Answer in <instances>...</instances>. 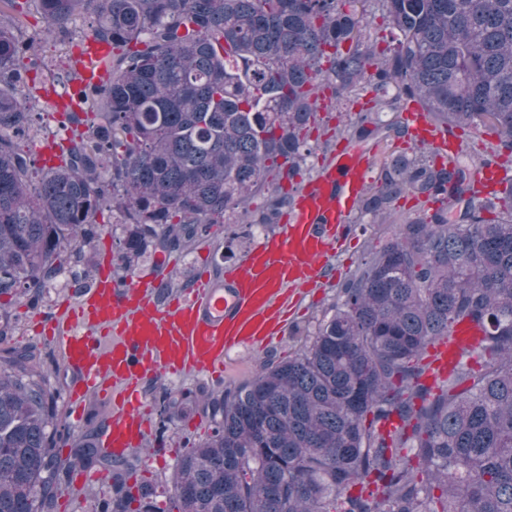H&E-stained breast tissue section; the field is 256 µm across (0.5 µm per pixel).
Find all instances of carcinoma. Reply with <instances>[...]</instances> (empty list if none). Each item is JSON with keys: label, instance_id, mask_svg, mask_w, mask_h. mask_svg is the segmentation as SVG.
<instances>
[{"label": "carcinoma", "instance_id": "obj_1", "mask_svg": "<svg viewBox=\"0 0 512 512\" xmlns=\"http://www.w3.org/2000/svg\"><path fill=\"white\" fill-rule=\"evenodd\" d=\"M368 2L0 0V297L36 303L110 207L128 272L150 245L279 223L320 111L364 93L338 127L350 144L413 140L399 116L416 103L451 135L495 137L490 158L512 163V0H376L380 49ZM85 12L103 68L60 108L70 135L37 168L20 140L45 64L19 22L36 15L50 37ZM410 149L381 161L360 218L405 197L424 208L368 250L299 350L164 406L211 422L176 466L169 512H512V186L483 197L474 162ZM458 325L478 341L437 379L428 350ZM6 354L0 512H50L53 394L36 345ZM70 455L121 487L133 469L91 434ZM96 512L157 510L128 492Z\"/></svg>", "mask_w": 512, "mask_h": 512}]
</instances>
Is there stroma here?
<instances>
[{
	"instance_id": "stroma-1",
	"label": "stroma",
	"mask_w": 512,
	"mask_h": 512,
	"mask_svg": "<svg viewBox=\"0 0 512 512\" xmlns=\"http://www.w3.org/2000/svg\"><path fill=\"white\" fill-rule=\"evenodd\" d=\"M94 20L82 15L77 17L70 35H57L40 40L37 52L44 57L49 74L44 81L49 85L48 95L30 114L29 130L22 140L23 146H31L39 137L57 133L59 114L55 102L64 87L54 82L52 75L66 68L69 57L76 55L75 45L90 35ZM98 236L88 242L78 243L76 257L66 264L63 270L43 290L36 304L19 299L11 306L14 331L6 342L0 343V361L6 357L7 349L37 345L41 352V367L48 378L56 402V420L51 432L56 439L55 453L59 460H67L70 447L75 441L88 433H97L107 423V411L96 397L86 402V418L79 429L72 430L66 425L67 408L64 403V389L69 380L58 347L49 342L41 328L40 316L50 315L56 304L79 296L88 283L86 271L95 267L102 248L117 250L124 236V226L119 213L107 211L99 219ZM277 225L257 226L254 224H217L214 225L203 248L192 249L175 254L174 265L167 277L173 281L194 280L201 267H209L211 272H220L225 266L240 261L262 238L276 233ZM388 232L383 224H364L358 216H351L349 233L338 239L334 245L331 264L335 270L325 282L310 288L301 289V298L294 315L280 339L269 348L241 353L235 360L231 371L225 372L223 383L217 384L204 379L162 378L153 382L146 391L150 405L151 427L144 446L131 449L130 454L138 460L137 468L126 477L127 485L152 494L158 505H166L171 491V480L177 462L187 451L190 444L204 440L210 432L207 417L197 411H190L174 417L169 422H161L159 410L170 398L193 399L199 391L217 392L221 388H231L252 378L261 363L268 359H284L293 355L301 345L296 328L314 329L322 311L335 294L339 283L346 279L351 271L365 256L370 243L378 242ZM77 469H70L68 476L62 479V493L56 501L54 512H94L96 501L116 498L119 489L114 485L110 473L103 469H93V481L78 484Z\"/></svg>"
}]
</instances>
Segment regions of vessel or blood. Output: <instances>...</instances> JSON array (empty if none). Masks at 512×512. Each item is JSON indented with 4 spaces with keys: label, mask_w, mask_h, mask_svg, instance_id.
<instances>
[{
    "label": "vessel or blood",
    "mask_w": 512,
    "mask_h": 512,
    "mask_svg": "<svg viewBox=\"0 0 512 512\" xmlns=\"http://www.w3.org/2000/svg\"><path fill=\"white\" fill-rule=\"evenodd\" d=\"M406 119L418 142L437 155L458 145L429 123L422 110ZM370 164L366 152L342 148L302 186L277 235L263 239L224 273H201L194 285L161 298L169 266L119 281L101 267L92 285L46 320L74 375L66 390L79 427L87 397H100L112 418L99 439L113 455L143 445L148 432L144 388L162 376L195 373L221 377L231 356L264 348L291 316L295 289L324 278L336 238L364 196ZM507 176L498 165H479L475 177L487 190L502 191ZM467 342L464 329L440 342L432 368L446 374Z\"/></svg>",
    "instance_id": "obj_1"
}]
</instances>
